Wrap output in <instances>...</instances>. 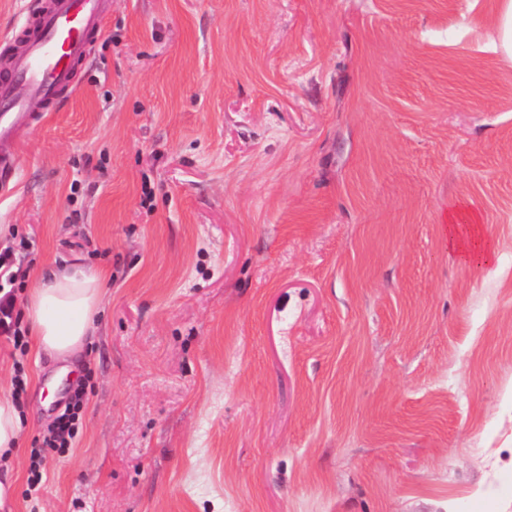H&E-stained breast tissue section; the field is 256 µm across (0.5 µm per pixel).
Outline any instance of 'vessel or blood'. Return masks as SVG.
Returning <instances> with one entry per match:
<instances>
[{
  "label": "vessel or blood",
  "instance_id": "b4317fda",
  "mask_svg": "<svg viewBox=\"0 0 512 512\" xmlns=\"http://www.w3.org/2000/svg\"><path fill=\"white\" fill-rule=\"evenodd\" d=\"M105 0H39L35 36L7 53L10 77L0 83V184L12 179L19 139L32 102L58 106L100 33Z\"/></svg>",
  "mask_w": 512,
  "mask_h": 512
}]
</instances>
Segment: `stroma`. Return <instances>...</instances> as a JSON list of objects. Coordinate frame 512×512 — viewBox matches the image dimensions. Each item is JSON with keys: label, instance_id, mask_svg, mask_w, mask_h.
<instances>
[{"label": "stroma", "instance_id": "obj_1", "mask_svg": "<svg viewBox=\"0 0 512 512\" xmlns=\"http://www.w3.org/2000/svg\"><path fill=\"white\" fill-rule=\"evenodd\" d=\"M503 7L109 0L0 190L28 276L110 275L54 404L55 363L0 336V391L27 376L11 512H512ZM460 206L489 263L443 246ZM83 394L77 393L66 404L64 410L55 418L54 429L49 436L44 437L41 446L32 448L30 454V466L28 482L31 487H38L43 478L45 464V448L62 453L71 444L82 428Z\"/></svg>", "mask_w": 512, "mask_h": 512}]
</instances>
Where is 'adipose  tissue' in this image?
I'll return each mask as SVG.
<instances>
[{
    "mask_svg": "<svg viewBox=\"0 0 512 512\" xmlns=\"http://www.w3.org/2000/svg\"><path fill=\"white\" fill-rule=\"evenodd\" d=\"M448 246L461 259H491L493 242L479 219L470 215L449 220ZM105 273L78 262L54 266L41 275L23 303L22 319L40 352L65 364H75L85 349L106 293ZM23 431L22 411L8 394L0 393V460L15 457Z\"/></svg>",
    "mask_w": 512,
    "mask_h": 512,
    "instance_id": "1",
    "label": "adipose tissue"
}]
</instances>
